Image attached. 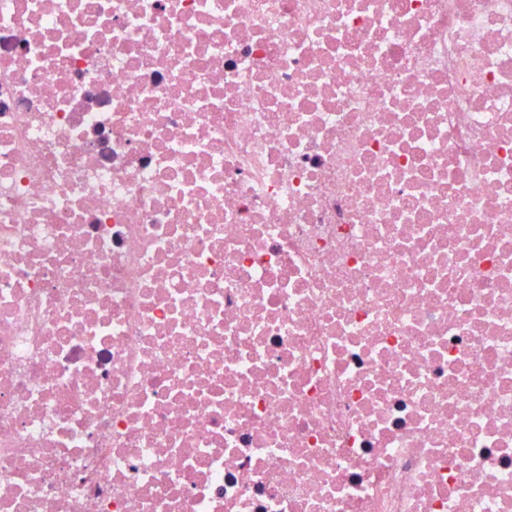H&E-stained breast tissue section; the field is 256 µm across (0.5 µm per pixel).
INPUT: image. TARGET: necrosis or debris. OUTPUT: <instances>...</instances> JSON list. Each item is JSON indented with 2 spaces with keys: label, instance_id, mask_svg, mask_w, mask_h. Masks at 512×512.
<instances>
[{
  "label": "necrosis or debris",
  "instance_id": "obj_1",
  "mask_svg": "<svg viewBox=\"0 0 512 512\" xmlns=\"http://www.w3.org/2000/svg\"><path fill=\"white\" fill-rule=\"evenodd\" d=\"M0 512H512V0H0Z\"/></svg>",
  "mask_w": 512,
  "mask_h": 512
}]
</instances>
